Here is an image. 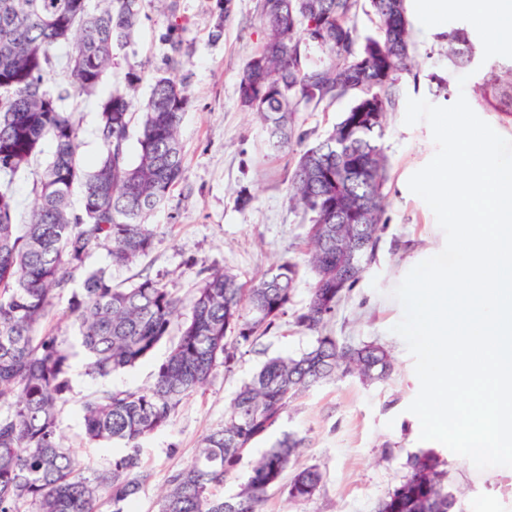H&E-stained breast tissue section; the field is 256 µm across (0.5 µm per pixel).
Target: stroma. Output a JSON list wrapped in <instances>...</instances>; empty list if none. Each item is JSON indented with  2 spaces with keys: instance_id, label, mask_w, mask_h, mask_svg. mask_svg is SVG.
I'll list each match as a JSON object with an SVG mask.
<instances>
[{
  "instance_id": "obj_1",
  "label": "stroma",
  "mask_w": 512,
  "mask_h": 512,
  "mask_svg": "<svg viewBox=\"0 0 512 512\" xmlns=\"http://www.w3.org/2000/svg\"><path fill=\"white\" fill-rule=\"evenodd\" d=\"M213 4L214 0H179L187 62L175 76L192 96L178 131L185 179L147 225L155 238L154 249L125 267L113 265L103 246L91 253L86 267L107 270L113 284L122 287L150 276L177 293L181 314L187 317L202 271L221 267L248 282L271 264L289 260L299 269L293 307L300 310L308 302L313 274L307 264L308 222L288 198V176L296 156L271 151L260 120L239 102L240 74L263 39L258 0H233L224 35L216 42L210 38ZM410 24L418 65L398 82L381 140L387 158L383 229L375 253L364 262L360 281L329 325L339 340L385 346L392 371L387 379L371 384L349 374L310 388L253 444L251 454L257 457L282 434H294L304 440L299 464L318 466L322 473L320 488L310 500L294 502L284 490L273 489L263 512H374L378 500L405 480L408 457L428 449L448 463V489L456 497V512H512V469L480 471L442 444L420 440L419 420L408 410L419 382L412 357L392 331L403 311L391 296L412 267L445 245L433 212L408 188L410 176L430 161L436 146L427 123L404 125L406 101L423 98L449 106L465 96L481 119L512 139V112L503 110L493 88L484 84L491 71L512 65V51L492 42L465 0H448L442 20L443 27L464 28L472 36L474 57L465 67L449 65L447 43L423 30L418 18H411ZM166 25L164 0H148L132 42L115 49L105 86L127 89L134 102H143L152 78L169 68L170 48L162 39ZM132 72L140 80L131 87L127 77ZM69 106L79 127L82 158L86 166H94L102 151L96 136L97 99L80 95ZM244 193L250 197L246 205L240 201ZM313 340V332L288 318L256 344L240 347L231 370L217 369L203 390L183 401L169 426L143 441L140 453L147 479L129 512H156L169 477L191 460L203 436L223 424L243 382L268 358L299 354ZM168 349V344H161L134 368L105 377L87 374L84 355H77L58 416L64 445L95 467L110 466L119 448L86 444L84 405L106 391L150 386Z\"/></svg>"
}]
</instances>
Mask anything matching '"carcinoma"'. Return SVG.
I'll use <instances>...</instances> for the list:
<instances>
[{"mask_svg": "<svg viewBox=\"0 0 512 512\" xmlns=\"http://www.w3.org/2000/svg\"><path fill=\"white\" fill-rule=\"evenodd\" d=\"M232 0H215L211 39L224 33ZM144 0H0V512H98L101 497L112 512H126L145 474L140 442L168 426L187 396L203 389L238 348L252 345L288 316L317 333L298 356L269 359L244 383L224 425L207 433L197 453L174 472L158 512H262L268 491L284 487L292 500L319 490L322 474L295 468L302 440L285 434L250 463L246 481L224 497V481L251 444L278 423L290 403L336 373L365 383L386 378L390 355L378 343L347 344L326 331L359 279L336 292V247L360 240L363 229L382 230L387 160L378 140L399 78L415 67L406 0H260L264 40L243 68L241 106L263 122L274 151L298 160L289 177V200L310 216L309 301L292 311L297 265H272L249 287L236 275L213 271L201 278L191 316L179 320L176 293L143 277L129 288L112 284L104 269L86 271L90 254L110 244L112 264L129 266L154 246L146 228L184 178L178 128L190 97L173 71L183 66L177 0L167 5L165 38L170 72L154 77L140 112L120 89L102 88L113 50L131 42ZM369 9L375 32L363 35L356 18ZM455 67L469 63L468 32L441 36ZM66 58L59 85H49L57 51ZM391 59L390 71L370 60ZM501 103L512 108V68L495 81ZM102 91L96 135L103 154L92 170L80 156L78 127L66 101L71 93ZM350 100L331 133L309 145L297 112ZM139 121L137 160L128 142ZM51 159L36 183L26 222L16 223L13 186L44 141ZM84 274L68 312L91 375L132 368L177 332L151 386L104 392L84 406L83 435L90 444L119 443L128 452L107 468L82 464L62 443L59 405L76 353L42 331L58 292ZM233 339H228V335ZM447 461L432 450L407 459L406 479L375 512H454L444 483Z\"/></svg>", "mask_w": 512, "mask_h": 512, "instance_id": "carcinoma-1", "label": "carcinoma"}]
</instances>
